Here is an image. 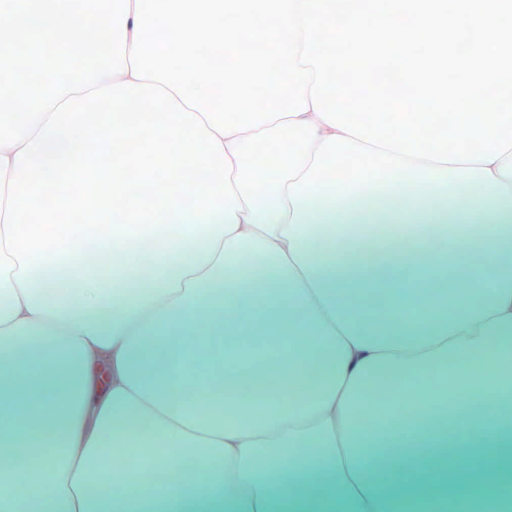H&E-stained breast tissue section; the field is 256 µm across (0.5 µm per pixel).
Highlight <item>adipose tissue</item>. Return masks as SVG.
<instances>
[{"mask_svg":"<svg viewBox=\"0 0 512 512\" xmlns=\"http://www.w3.org/2000/svg\"><path fill=\"white\" fill-rule=\"evenodd\" d=\"M376 190L392 204L368 207ZM178 221L185 233L164 240L112 232L106 279L53 250L0 268V447L38 457L0 464V512H512V164L404 171L363 191L335 179ZM462 222L495 232L433 255L396 248L381 267L344 257L348 224L436 236ZM490 255L487 288L474 273ZM412 259L442 297L416 286L407 319L390 283ZM462 284L469 298H455ZM249 319L260 337H306L302 353L273 373L243 360ZM311 364L306 393L286 396ZM183 389L209 414L175 404ZM459 453L494 460L503 486L458 471ZM155 471L172 474L159 496Z\"/></svg>","mask_w":512,"mask_h":512,"instance_id":"adipose-tissue-1","label":"adipose tissue"}]
</instances>
